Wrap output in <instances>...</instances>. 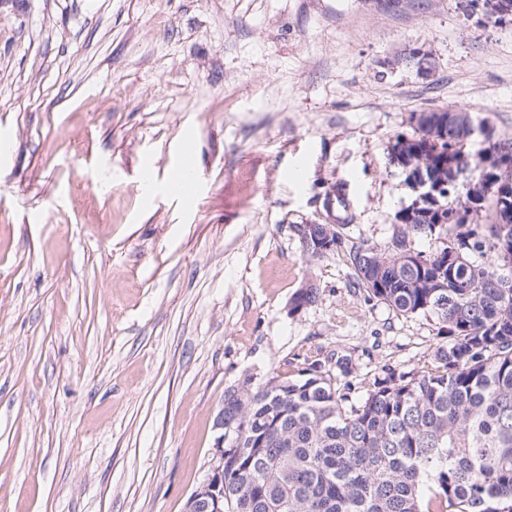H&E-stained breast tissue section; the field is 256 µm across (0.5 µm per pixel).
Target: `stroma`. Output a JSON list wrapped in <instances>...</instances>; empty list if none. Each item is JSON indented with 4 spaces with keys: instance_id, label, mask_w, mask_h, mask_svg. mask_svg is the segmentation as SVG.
Returning a JSON list of instances; mask_svg holds the SVG:
<instances>
[{
    "instance_id": "1",
    "label": "stroma",
    "mask_w": 512,
    "mask_h": 512,
    "mask_svg": "<svg viewBox=\"0 0 512 512\" xmlns=\"http://www.w3.org/2000/svg\"><path fill=\"white\" fill-rule=\"evenodd\" d=\"M460 2L0 0V512H185L239 379L432 360L436 318L290 227L384 246L416 113L512 140V24Z\"/></svg>"
}]
</instances>
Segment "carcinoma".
<instances>
[{"label":"carcinoma","mask_w":512,"mask_h":512,"mask_svg":"<svg viewBox=\"0 0 512 512\" xmlns=\"http://www.w3.org/2000/svg\"><path fill=\"white\" fill-rule=\"evenodd\" d=\"M493 25L512 22L499 0ZM476 131L464 111L421 112L391 159L416 175L451 182L395 216L384 247L344 237L342 224L290 225L312 258H346L352 285L406 316H433L448 342L431 364L385 366L353 398L351 359L313 360L297 377H251L224 390V503L232 512H512V181L475 201L454 176L485 171L487 144L465 152ZM473 210L468 224L448 223ZM485 214V221L476 217ZM439 240L432 251L422 240ZM299 289L295 314L316 302Z\"/></svg>","instance_id":"obj_1"}]
</instances>
